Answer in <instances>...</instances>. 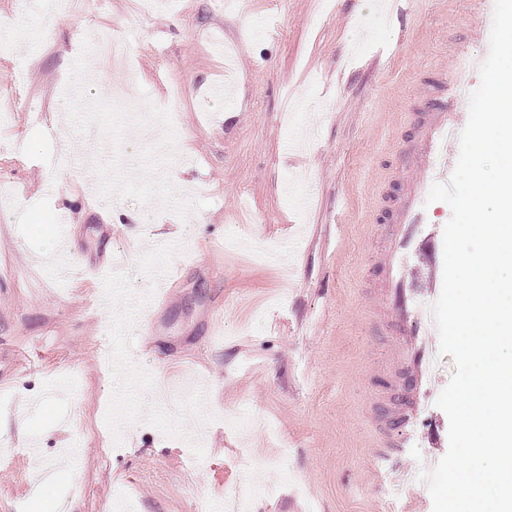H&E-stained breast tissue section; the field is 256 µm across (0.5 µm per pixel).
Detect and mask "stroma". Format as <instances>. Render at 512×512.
I'll return each instance as SVG.
<instances>
[{
	"mask_svg": "<svg viewBox=\"0 0 512 512\" xmlns=\"http://www.w3.org/2000/svg\"><path fill=\"white\" fill-rule=\"evenodd\" d=\"M318 3L165 0L144 20L134 0L90 14L27 0L26 20L56 22L0 55V512H220L233 497L248 512H433L426 489L387 490L445 455L436 395L454 364L436 356L421 412L401 419L403 336L367 307L419 122L456 93L442 64L479 84L467 63L487 52L483 6L405 0L393 18L378 0H333L317 22ZM105 30L128 52L96 76ZM393 43L385 69L357 68ZM224 82L231 94L209 98ZM80 84L94 108L66 95ZM140 112L172 155L142 140ZM49 235L78 245L68 274ZM111 252L124 263L103 282ZM164 287L143 334L140 303ZM192 375L204 393L184 432L151 389ZM386 431L399 446L382 459ZM33 448L72 449L73 473L41 480Z\"/></svg>",
	"mask_w": 512,
	"mask_h": 512,
	"instance_id": "obj_1",
	"label": "stroma"
}]
</instances>
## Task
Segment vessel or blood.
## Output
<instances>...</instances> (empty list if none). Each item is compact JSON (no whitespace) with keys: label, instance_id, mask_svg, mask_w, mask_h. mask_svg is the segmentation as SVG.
Here are the masks:
<instances>
[{"label":"vessel or blood","instance_id":"obj_1","mask_svg":"<svg viewBox=\"0 0 512 512\" xmlns=\"http://www.w3.org/2000/svg\"><path fill=\"white\" fill-rule=\"evenodd\" d=\"M465 99L437 101L428 108L413 148L409 173L401 181L406 196L391 219L392 245L382 255L383 276L376 289L380 317L400 324L406 342L399 355L406 374V400L410 413H417L423 388L430 381L434 360L431 338L437 330L429 311L442 289L441 242L422 239L414 255H407L403 240L410 227L422 221V206L433 183L448 182L458 158V136L466 125Z\"/></svg>","mask_w":512,"mask_h":512}]
</instances>
